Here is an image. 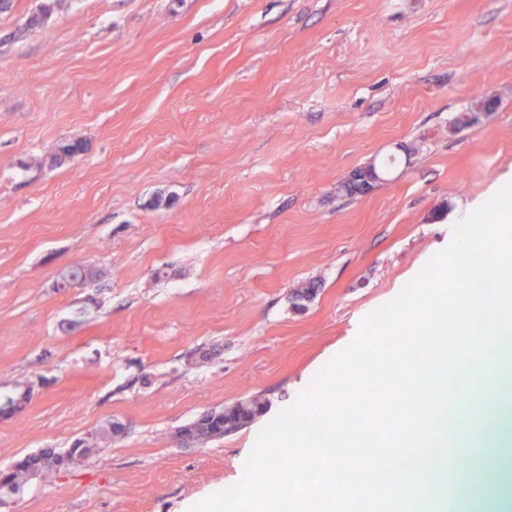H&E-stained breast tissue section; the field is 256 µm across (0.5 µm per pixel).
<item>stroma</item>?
I'll return each mask as SVG.
<instances>
[{
	"instance_id": "35a3bbf8",
	"label": "stroma",
	"mask_w": 512,
	"mask_h": 512,
	"mask_svg": "<svg viewBox=\"0 0 512 512\" xmlns=\"http://www.w3.org/2000/svg\"><path fill=\"white\" fill-rule=\"evenodd\" d=\"M52 1L37 27L45 0L0 12V400L30 393L0 470L125 430L0 512H190L512 183V0ZM478 89L493 112L452 132ZM75 264L104 276L58 288ZM490 379L456 409L467 457L512 400V373ZM256 395L267 416L180 442ZM122 431L123 425L121 423L111 422L90 433L87 437L78 439L80 445L76 448H80V451L70 453L68 464L72 465L85 461L96 449L111 442L112 437L119 435Z\"/></svg>"
}]
</instances>
